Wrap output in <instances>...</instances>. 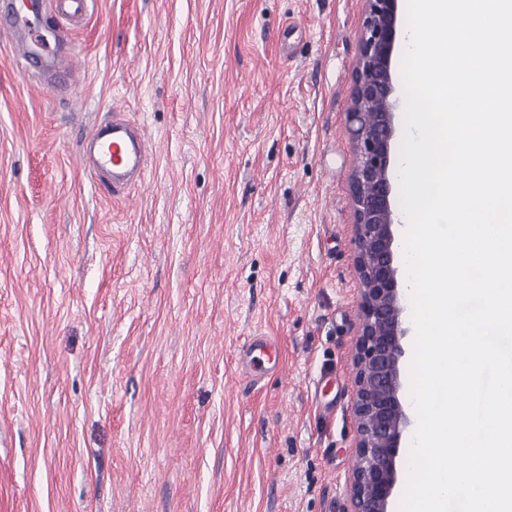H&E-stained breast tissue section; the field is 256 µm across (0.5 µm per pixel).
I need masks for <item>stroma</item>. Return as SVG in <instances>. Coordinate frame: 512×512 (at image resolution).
<instances>
[{"instance_id": "stroma-1", "label": "stroma", "mask_w": 512, "mask_h": 512, "mask_svg": "<svg viewBox=\"0 0 512 512\" xmlns=\"http://www.w3.org/2000/svg\"><path fill=\"white\" fill-rule=\"evenodd\" d=\"M364 19L93 0L52 87L0 35V512H348ZM116 104L150 142L118 195L77 163ZM265 356L268 363L273 362L271 367H266L261 356L254 355L255 352ZM274 353V358L271 355ZM243 366L245 367V374L252 379L263 377L268 369L278 366L277 348L276 344L268 338L263 336L256 337L252 342L243 350Z\"/></svg>"}]
</instances>
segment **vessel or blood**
Here are the masks:
<instances>
[{
	"label": "vessel or blood",
	"instance_id": "obj_1",
	"mask_svg": "<svg viewBox=\"0 0 512 512\" xmlns=\"http://www.w3.org/2000/svg\"><path fill=\"white\" fill-rule=\"evenodd\" d=\"M90 3L91 0H0V26L27 41L33 60L48 65L60 61L66 48L59 43L50 47L45 40L36 38L42 14L51 12L77 22L86 15ZM89 142L91 148L82 153L81 160L110 188L124 187L134 177L143 175L148 154V138L143 129L115 120L97 126ZM275 351L276 345L270 339L254 338L243 352L248 377H263L266 372L264 359Z\"/></svg>",
	"mask_w": 512,
	"mask_h": 512
}]
</instances>
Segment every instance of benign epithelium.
I'll return each mask as SVG.
<instances>
[{"mask_svg": "<svg viewBox=\"0 0 512 512\" xmlns=\"http://www.w3.org/2000/svg\"><path fill=\"white\" fill-rule=\"evenodd\" d=\"M366 3L347 112L355 153L351 196L362 312L355 356L358 461L351 475L349 512H391L397 459L414 426L403 394L401 362L409 329L396 265L394 226L399 220L391 202L397 111L391 62L398 0Z\"/></svg>", "mask_w": 512, "mask_h": 512, "instance_id": "1", "label": "benign epithelium"}]
</instances>
